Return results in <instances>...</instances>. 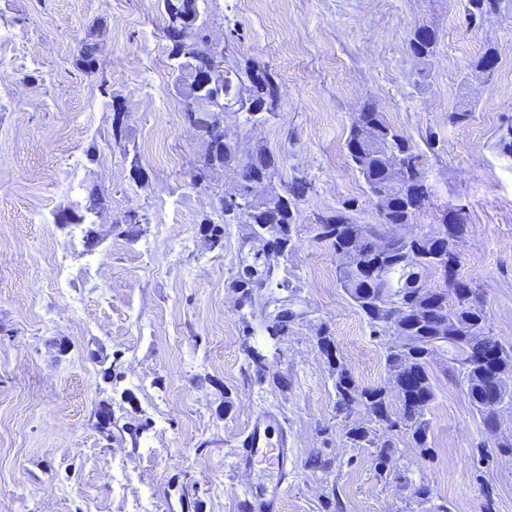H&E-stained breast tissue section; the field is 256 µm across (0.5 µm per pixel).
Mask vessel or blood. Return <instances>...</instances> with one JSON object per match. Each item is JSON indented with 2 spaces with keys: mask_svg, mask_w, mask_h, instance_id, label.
I'll return each instance as SVG.
<instances>
[{
  "mask_svg": "<svg viewBox=\"0 0 512 512\" xmlns=\"http://www.w3.org/2000/svg\"><path fill=\"white\" fill-rule=\"evenodd\" d=\"M292 461L287 436L276 414L255 417L236 455V468L264 474L263 482L250 489L251 512H280L283 483Z\"/></svg>",
  "mask_w": 512,
  "mask_h": 512,
  "instance_id": "obj_1",
  "label": "vessel or blood"
}]
</instances>
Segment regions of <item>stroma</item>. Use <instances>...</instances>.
I'll return each instance as SVG.
<instances>
[{
	"label": "stroma",
	"mask_w": 512,
	"mask_h": 512,
	"mask_svg": "<svg viewBox=\"0 0 512 512\" xmlns=\"http://www.w3.org/2000/svg\"><path fill=\"white\" fill-rule=\"evenodd\" d=\"M228 66L256 60L278 84L263 126L241 125L243 149L279 160V189L306 177L295 202V249L276 270L297 286V319L271 340L241 304L243 225L225 223L191 172L201 145L185 126L160 0H0V512H247L252 476L235 455L257 415L278 414L293 450L281 512H512V455L496 448L467 395L431 364L433 451L402 448L378 479L335 408L320 330L363 385L384 386V347L340 287V260L317 240L314 214L342 208L379 221L344 148L372 100L420 158L429 202L404 233L461 224L457 276L482 296L491 333L512 344V4L467 24L464 0H202ZM438 33L429 63L408 40ZM98 47L95 74L79 70ZM492 76L470 74L487 47ZM125 104L124 154L112 138L111 97ZM468 106L466 120L448 113ZM98 213L85 212L90 191ZM85 215L60 225V211ZM135 212L136 240L114 230ZM224 227L211 248L204 223ZM266 355L257 373L251 350ZM112 408V436L95 429ZM320 456L327 469L309 467ZM425 485L430 501L412 493Z\"/></svg>",
	"instance_id": "35a3bbf8"
}]
</instances>
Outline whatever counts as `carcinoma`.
Listing matches in <instances>:
<instances>
[{"mask_svg":"<svg viewBox=\"0 0 512 512\" xmlns=\"http://www.w3.org/2000/svg\"><path fill=\"white\" fill-rule=\"evenodd\" d=\"M505 0H465L464 12L469 22L482 23L500 13ZM178 12L181 15L183 30L194 38L205 37L206 20L200 12L199 0H179ZM171 41L170 56L178 60L177 69L185 64L202 65L206 60L192 57L188 46L177 36H169ZM438 35L433 33L424 38L419 32L412 33L409 50L412 55L425 58L434 56ZM97 46L87 44L76 59V66L86 73H93L97 68ZM497 59L495 49L489 48L476 61L471 69L475 74L491 76ZM254 68H266L257 61H248L238 69L235 77L238 85H224L226 91L244 89L248 100L263 103L275 101L277 86L272 72H267L268 79L263 84L245 85ZM380 132L351 126L347 142L370 138L376 145L375 157L365 164L360 158L352 156L350 160L361 174L369 193L377 197L385 195L384 210L379 212L380 223L351 224L347 212L354 207L349 203L341 210L318 213L315 216L316 237L331 242L334 250L354 249L362 257L363 266L358 270L339 267L336 270L337 281L358 307L371 328V335L380 339L385 347V363L389 379L399 376L401 370H413L418 375L416 395L425 401L436 397L435 387L430 372L431 360L442 353H448L447 375L467 395L470 404L481 418L485 430L496 435L501 428L500 421L492 420L484 409L483 387L490 369L477 358L480 347L497 348L501 351L496 372L512 381V345L503 344L497 337L488 333L474 339L470 336H446L439 339L435 324L446 317L458 323L481 327L486 322V312L481 296L469 283L455 277V267L459 263L458 254L448 250V260L443 272V286H428L427 277L434 273L436 266L428 255L445 250L448 238L460 232V225H444V239L424 241L420 238L403 241L391 237L385 231L389 224H407L421 212L429 200L425 179L418 167V155L413 151L409 141L399 134L380 116ZM203 145L215 149L208 161H217L224 165V159L230 156V148L224 142V129L219 126V116H214L211 125L200 131ZM404 156V167L399 172L388 171L384 166L386 152ZM244 175L252 180L272 179L279 176L278 162L265 147L255 149L253 158L242 164ZM236 222L226 216L222 224H209L207 231L211 247L224 248V225ZM248 228L243 245L248 251L241 257L240 264L249 265L259 270L267 287H290L287 281H273L275 268L282 260L288 258L284 248H267L264 239V224L279 225L283 244H293L294 212L288 203L279 204L273 210L261 211L244 220ZM251 316L258 317L268 335L284 336L289 325L272 320L263 313V304H250ZM395 309L406 312V342L395 344L386 338V317ZM333 385L336 397V412L348 420L346 436L355 448L374 449V468L376 475L385 479L391 473L399 448L394 438L403 439L426 456L431 452L429 446V421L426 410L419 409L410 396L401 401L398 411H393L387 402V387L363 386L356 382L347 367L339 359L330 361ZM96 427L105 439H112V413L102 405L96 412Z\"/></svg>","mask_w":512,"mask_h":512,"instance_id":"obj_1","label":"carcinoma"}]
</instances>
